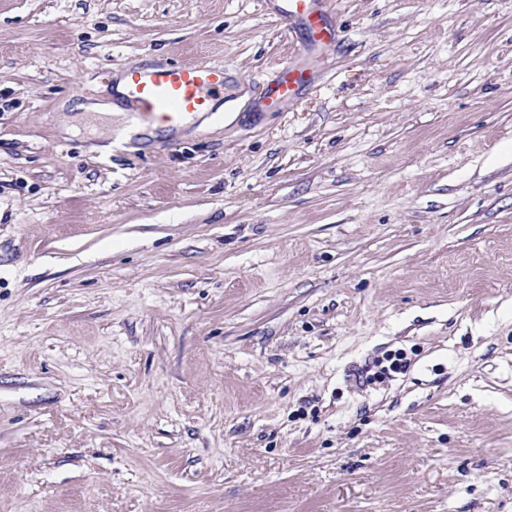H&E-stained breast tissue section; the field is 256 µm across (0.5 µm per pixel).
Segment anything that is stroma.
I'll list each match as a JSON object with an SVG mask.
<instances>
[{"mask_svg":"<svg viewBox=\"0 0 512 512\" xmlns=\"http://www.w3.org/2000/svg\"><path fill=\"white\" fill-rule=\"evenodd\" d=\"M329 11L257 112L272 0H0V512H512V0ZM156 57L223 101L101 157ZM279 12L306 31L308 43L304 54L284 65L274 79L267 82L255 105L256 111L282 107L297 101L310 84L323 53L334 45L335 33L329 21L326 0H278Z\"/></svg>","mask_w":512,"mask_h":512,"instance_id":"obj_1","label":"stroma"}]
</instances>
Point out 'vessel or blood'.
Wrapping results in <instances>:
<instances>
[{"label":"vessel or blood","instance_id":"vessel-or-blood-1","mask_svg":"<svg viewBox=\"0 0 512 512\" xmlns=\"http://www.w3.org/2000/svg\"><path fill=\"white\" fill-rule=\"evenodd\" d=\"M279 12L306 31L303 55L284 65L267 82L255 108L265 111L297 101L310 84L324 52L333 46L335 33L326 0H279ZM224 95L223 65L200 61L190 65L158 60L125 72L120 101L129 119L175 130L193 116L211 112Z\"/></svg>","mask_w":512,"mask_h":512}]
</instances>
